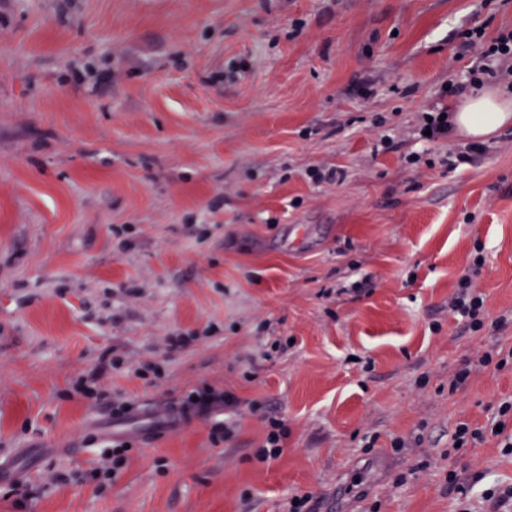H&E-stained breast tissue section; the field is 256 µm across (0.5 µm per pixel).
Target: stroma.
<instances>
[{
	"mask_svg": "<svg viewBox=\"0 0 512 512\" xmlns=\"http://www.w3.org/2000/svg\"><path fill=\"white\" fill-rule=\"evenodd\" d=\"M476 27L512 0H0V463L35 461L0 512H512L483 498L512 486L498 438L450 450L512 399L511 366L450 388L512 349V127L454 168L466 139L418 136ZM478 251L475 333L448 303ZM204 385L239 399L233 436L154 437ZM264 413L287 436L261 462ZM115 435L119 476L89 480ZM485 432L486 428H473L466 423L458 424L455 428L454 434L452 435V449L454 451H458L463 448H472L476 443H480L485 440ZM457 443H460L459 447H456Z\"/></svg>",
	"mask_w": 512,
	"mask_h": 512,
	"instance_id": "obj_1",
	"label": "stroma"
}]
</instances>
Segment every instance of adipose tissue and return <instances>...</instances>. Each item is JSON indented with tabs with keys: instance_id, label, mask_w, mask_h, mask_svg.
<instances>
[{
	"instance_id": "obj_1",
	"label": "adipose tissue",
	"mask_w": 512,
	"mask_h": 512,
	"mask_svg": "<svg viewBox=\"0 0 512 512\" xmlns=\"http://www.w3.org/2000/svg\"><path fill=\"white\" fill-rule=\"evenodd\" d=\"M450 134L484 141L512 126V97L490 87L472 90L448 116Z\"/></svg>"
}]
</instances>
